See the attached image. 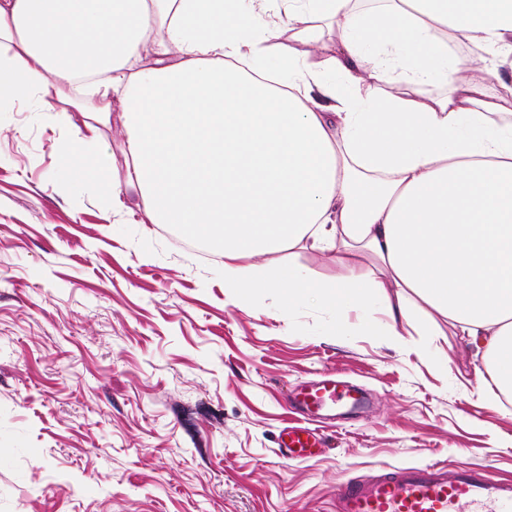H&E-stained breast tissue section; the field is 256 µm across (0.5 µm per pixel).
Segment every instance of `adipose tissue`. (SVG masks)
<instances>
[{"label":"adipose tissue","instance_id":"adipose-tissue-1","mask_svg":"<svg viewBox=\"0 0 512 512\" xmlns=\"http://www.w3.org/2000/svg\"><path fill=\"white\" fill-rule=\"evenodd\" d=\"M508 59L512 0H0V112L84 115L59 144L69 183L116 211L134 188L150 223L223 256L236 300L316 305L329 335L361 309L400 347L396 320L427 307L511 400L512 85L485 81ZM116 108L120 170L96 147ZM297 247L339 273L264 260Z\"/></svg>","mask_w":512,"mask_h":512}]
</instances>
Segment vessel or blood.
Listing matches in <instances>:
<instances>
[{
    "mask_svg": "<svg viewBox=\"0 0 512 512\" xmlns=\"http://www.w3.org/2000/svg\"><path fill=\"white\" fill-rule=\"evenodd\" d=\"M360 402L353 389L333 376L302 384L295 405L308 423L284 427L281 448L292 458H310L322 445L311 422ZM334 500L336 512H512V483L491 479L471 466L450 475L438 465L421 464L342 483Z\"/></svg>",
    "mask_w": 512,
    "mask_h": 512,
    "instance_id": "obj_1",
    "label": "vessel or blood"
}]
</instances>
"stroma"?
Masks as SVG:
<instances>
[{
	"instance_id": "1",
	"label": "stroma",
	"mask_w": 512,
	"mask_h": 512,
	"mask_svg": "<svg viewBox=\"0 0 512 512\" xmlns=\"http://www.w3.org/2000/svg\"><path fill=\"white\" fill-rule=\"evenodd\" d=\"M83 118L0 114V512H336V486L407 465L512 478V403L481 357L424 313L393 348L269 291L238 304L224 260L114 212L59 173ZM342 376L360 410L328 446L278 449L304 382Z\"/></svg>"
}]
</instances>
